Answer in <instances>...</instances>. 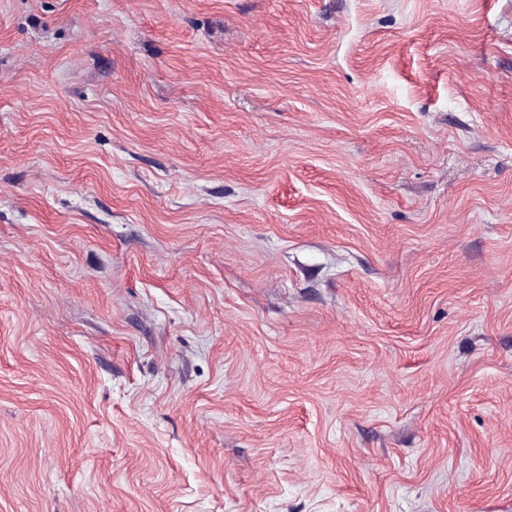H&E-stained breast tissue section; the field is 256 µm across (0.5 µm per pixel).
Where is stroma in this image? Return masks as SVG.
I'll use <instances>...</instances> for the list:
<instances>
[{"instance_id":"stroma-1","label":"stroma","mask_w":512,"mask_h":512,"mask_svg":"<svg viewBox=\"0 0 512 512\" xmlns=\"http://www.w3.org/2000/svg\"><path fill=\"white\" fill-rule=\"evenodd\" d=\"M0 512H512V0H0Z\"/></svg>"}]
</instances>
